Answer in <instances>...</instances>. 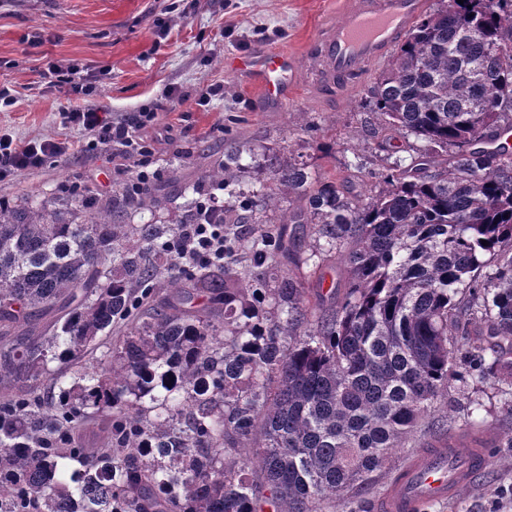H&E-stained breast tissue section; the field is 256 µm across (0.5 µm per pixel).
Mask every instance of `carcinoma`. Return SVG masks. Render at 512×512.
<instances>
[{
  "mask_svg": "<svg viewBox=\"0 0 512 512\" xmlns=\"http://www.w3.org/2000/svg\"><path fill=\"white\" fill-rule=\"evenodd\" d=\"M369 98L452 165L397 163L359 201L290 161L264 194L276 229L236 189L240 153L169 222L135 221L156 206L140 187L0 202V387L17 390L0 403V512H323L358 496L451 382L504 384L512 412V151L477 147L512 127V0L424 12ZM212 188L232 201L204 209ZM180 224L226 225L230 250L234 225H254L252 270L186 262L161 278ZM287 224L342 252L341 298L312 301L279 269ZM132 317L105 367L38 394L49 364ZM104 409L110 447L73 446Z\"/></svg>",
  "mask_w": 512,
  "mask_h": 512,
  "instance_id": "obj_1",
  "label": "carcinoma"
}]
</instances>
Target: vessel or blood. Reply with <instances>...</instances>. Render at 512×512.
I'll return each mask as SVG.
<instances>
[{
    "mask_svg": "<svg viewBox=\"0 0 512 512\" xmlns=\"http://www.w3.org/2000/svg\"><path fill=\"white\" fill-rule=\"evenodd\" d=\"M426 6L427 0H344L340 18L313 45L320 66L318 84L329 91L353 85L392 53ZM236 68L249 74L273 104L286 103L297 83L298 65L284 53L253 52L238 58ZM483 454V449H475L453 471L447 449L421 454L387 489L383 512H421L427 503L448 500L473 481L477 467L484 464Z\"/></svg>",
    "mask_w": 512,
    "mask_h": 512,
    "instance_id": "vessel-or-blood-1",
    "label": "vessel or blood"
}]
</instances>
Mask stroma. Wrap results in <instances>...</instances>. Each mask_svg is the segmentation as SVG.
I'll use <instances>...</instances> for the list:
<instances>
[{
    "mask_svg": "<svg viewBox=\"0 0 512 512\" xmlns=\"http://www.w3.org/2000/svg\"><path fill=\"white\" fill-rule=\"evenodd\" d=\"M342 0H0V84L16 102L0 112V132L18 142L57 139L67 151L38 170L0 183V200H43L80 183L100 198L128 185L133 174L111 148L93 145L88 135L65 125L63 112L80 98L43 77L47 61L75 65L100 80L95 103L122 120L159 102L178 88L175 109L158 113L143 131L156 141L147 167L158 196L179 197L229 153L241 152L240 186L260 192L272 170L289 161L316 173L337 175L353 195L367 199L378 190V173L394 163L421 160L428 144L386 124L368 106V90L383 71L371 72L342 94L314 86L301 75L297 93L277 106L262 98L249 76L231 62L263 49L304 61L312 39L340 13ZM224 87L209 106L196 104L200 89ZM292 255L284 267L305 287L343 291L346 268L340 252L320 253L311 225L287 227ZM478 396L482 410L459 419L457 450L481 448L484 467L472 484L425 512H512V448L501 445L512 432V415L502 411L496 386L453 383L434 411ZM425 433L397 449L377 472L364 497L378 503L394 477L418 454L437 447Z\"/></svg>",
    "mask_w": 512,
    "mask_h": 512,
    "instance_id": "stroma-1",
    "label": "stroma"
}]
</instances>
